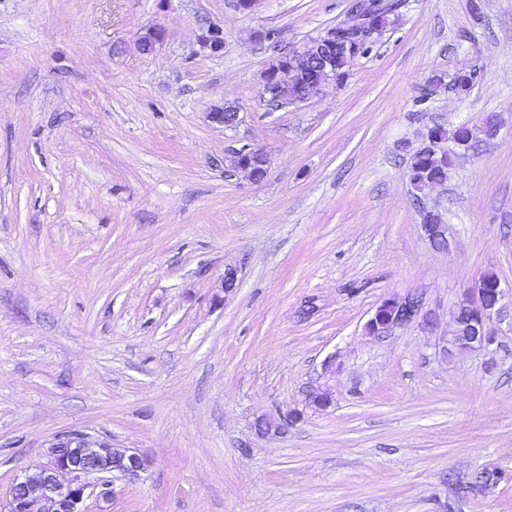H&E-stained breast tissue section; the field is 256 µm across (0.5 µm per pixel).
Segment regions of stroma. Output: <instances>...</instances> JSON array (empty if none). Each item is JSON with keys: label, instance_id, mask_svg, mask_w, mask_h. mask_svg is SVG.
I'll use <instances>...</instances> for the list:
<instances>
[{"label": "stroma", "instance_id": "35a3bbf8", "mask_svg": "<svg viewBox=\"0 0 512 512\" xmlns=\"http://www.w3.org/2000/svg\"><path fill=\"white\" fill-rule=\"evenodd\" d=\"M348 5L0 0V512L71 430L151 460L89 512H512V307L493 343L448 342L481 276L512 293V0H403L344 81L268 106L264 71ZM462 68L468 96L428 93ZM491 113L430 199L436 250L410 158ZM246 144L261 181L230 167ZM406 293L421 318L366 334Z\"/></svg>", "mask_w": 512, "mask_h": 512}]
</instances>
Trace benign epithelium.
Returning <instances> with one entry per match:
<instances>
[{"mask_svg": "<svg viewBox=\"0 0 512 512\" xmlns=\"http://www.w3.org/2000/svg\"><path fill=\"white\" fill-rule=\"evenodd\" d=\"M387 0H352L347 18L329 29L302 50L291 52L300 60H316L310 72L301 66H289L288 77L313 79L322 84L332 78L331 52L336 44L366 48L381 29L374 19L384 12ZM166 30L159 26L146 29L140 37L142 50L151 52L162 43ZM198 42L212 53L224 50V30L209 24L201 30ZM505 292L500 281L483 278L475 282L456 305L455 311L465 314L452 316L451 345L458 350H471L490 344L494 336L491 324L505 307ZM419 301L412 295L383 301L366 323L368 333L389 334L394 328L413 321L419 314ZM47 460L31 467L24 477L16 480L9 493L8 512H33L34 505L48 504L47 512H85V503L93 495L95 483L105 485L115 480L132 482L140 479L149 467L143 454L129 448H114L96 443L82 431H67L58 435L47 448Z\"/></svg>", "mask_w": 512, "mask_h": 512, "instance_id": "1", "label": "benign epithelium"}]
</instances>
